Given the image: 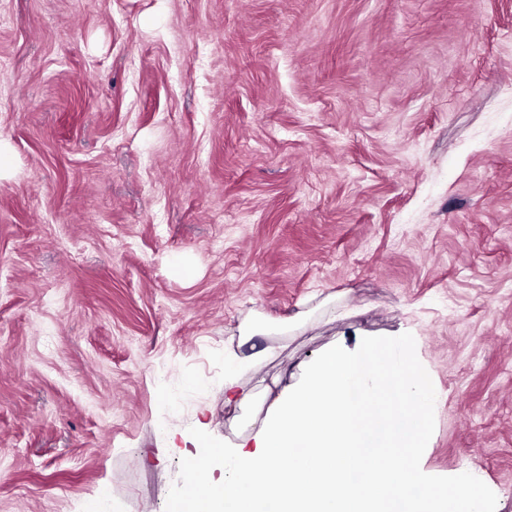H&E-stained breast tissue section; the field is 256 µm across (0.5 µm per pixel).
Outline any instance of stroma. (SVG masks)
<instances>
[{
	"label": "stroma",
	"mask_w": 512,
	"mask_h": 512,
	"mask_svg": "<svg viewBox=\"0 0 512 512\" xmlns=\"http://www.w3.org/2000/svg\"><path fill=\"white\" fill-rule=\"evenodd\" d=\"M0 142V512H165L226 376L403 333L512 512V0H0Z\"/></svg>",
	"instance_id": "obj_1"
}]
</instances>
